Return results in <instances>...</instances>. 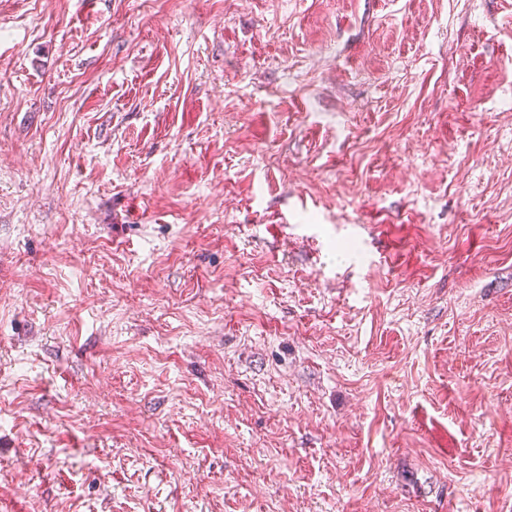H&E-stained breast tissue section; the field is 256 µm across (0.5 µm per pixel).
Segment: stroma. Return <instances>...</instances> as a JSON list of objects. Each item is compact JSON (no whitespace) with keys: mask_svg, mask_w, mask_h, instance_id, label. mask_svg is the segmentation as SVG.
Listing matches in <instances>:
<instances>
[{"mask_svg":"<svg viewBox=\"0 0 512 512\" xmlns=\"http://www.w3.org/2000/svg\"><path fill=\"white\" fill-rule=\"evenodd\" d=\"M0 512H512V0H0Z\"/></svg>","mask_w":512,"mask_h":512,"instance_id":"obj_1","label":"stroma"}]
</instances>
